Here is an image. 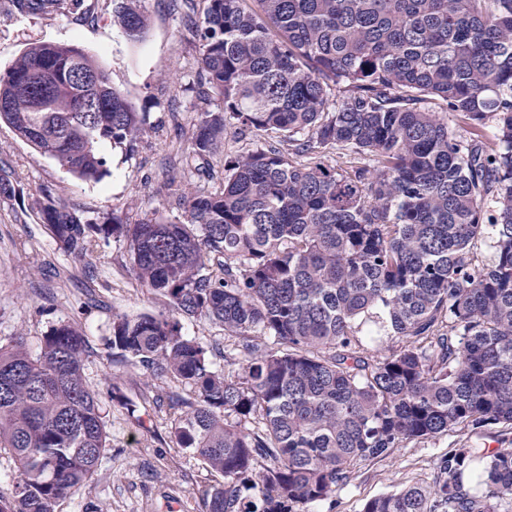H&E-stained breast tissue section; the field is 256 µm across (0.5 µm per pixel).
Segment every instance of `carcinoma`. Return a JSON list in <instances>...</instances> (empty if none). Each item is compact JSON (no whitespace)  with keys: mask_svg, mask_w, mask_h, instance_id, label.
Segmentation results:
<instances>
[{"mask_svg":"<svg viewBox=\"0 0 512 512\" xmlns=\"http://www.w3.org/2000/svg\"><path fill=\"white\" fill-rule=\"evenodd\" d=\"M10 2L27 16L66 0ZM110 2L141 40V0ZM195 35L199 97L221 106L198 113L188 175L207 173L228 130L265 135L224 159L223 189L174 185V221L95 224L48 189L28 207L76 258L125 242L134 278L168 299V315L115 316L107 347L191 388L172 430L223 476L208 512H308L362 461L493 427L499 449L451 448L431 485L360 512L512 504V0H207ZM0 122L96 183L101 145L133 144L144 116L82 47L35 42L0 70ZM327 149L355 162L330 165ZM19 196L0 168V199ZM182 318L238 339L234 373ZM84 355L69 322L35 353L0 344V447L17 468L0 512H55L93 477L107 433Z\"/></svg>","mask_w":512,"mask_h":512,"instance_id":"cac0c4a2","label":"carcinoma"}]
</instances>
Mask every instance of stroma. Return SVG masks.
<instances>
[{
  "label": "stroma",
  "mask_w": 512,
  "mask_h": 512,
  "mask_svg": "<svg viewBox=\"0 0 512 512\" xmlns=\"http://www.w3.org/2000/svg\"><path fill=\"white\" fill-rule=\"evenodd\" d=\"M142 6L149 25L144 38L133 42L113 27L108 0L24 17L11 15L0 0L1 69L27 44H76L96 55L113 86L146 115L134 148L103 146L107 173L95 184L64 173L0 124V167L11 172L24 195L51 189L88 219L116 215L132 224L152 212L180 216L168 185L183 181L192 151L201 68L191 24L205 4L143 0ZM166 309L163 297L130 274L124 242L97 241L84 260H75L59 249L35 214L22 211L16 201L0 200V341L20 336L34 351L52 326L75 323L87 345L86 380L106 413L108 446L95 474L75 496L60 501L56 512H208L203 493L222 477L176 447L170 436L179 408L169 396L184 392V385L113 362L105 345L113 314L134 317ZM466 442L493 450L497 432L455 431L361 462L355 480L337 492L335 508L322 503L310 512H360L368 499L432 483L436 457Z\"/></svg>",
  "instance_id": "1"
}]
</instances>
